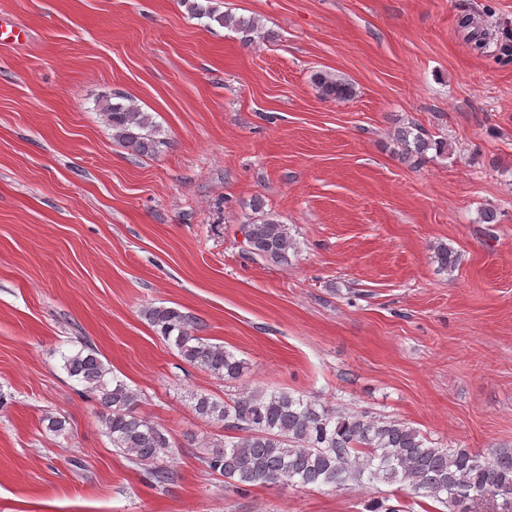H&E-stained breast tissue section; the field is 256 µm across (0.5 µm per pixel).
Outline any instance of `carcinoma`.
<instances>
[{"label": "carcinoma", "mask_w": 512, "mask_h": 512, "mask_svg": "<svg viewBox=\"0 0 512 512\" xmlns=\"http://www.w3.org/2000/svg\"><path fill=\"white\" fill-rule=\"evenodd\" d=\"M209 2L183 0L193 16L230 28L245 42L261 32L258 19L219 14ZM312 82L325 100L354 94L352 84L327 72L314 73ZM97 109L123 148L134 155L156 152L161 140L150 113L119 94L99 99ZM393 141L406 158L423 159L431 150L448 153V142L409 127L397 129ZM254 210L258 216L241 225L247 253L271 265H289L296 247L288 225L259 201ZM143 316L189 365L226 381L240 377L242 361L199 335L201 319L177 307L154 305L144 308ZM63 368L101 406L99 422L112 447L148 467L158 483H173L175 472L164 465L172 443L159 425L138 414L139 393L109 377L112 370L98 350L81 341L78 350L63 355ZM193 409L224 429V441L212 444L207 464L236 490L272 484L339 490L367 480L395 484L397 491L437 501L448 512H478L484 504L512 512V447L435 448L407 422L330 408L287 391L244 388L224 401L200 394L193 396Z\"/></svg>", "instance_id": "carcinoma-1"}]
</instances>
